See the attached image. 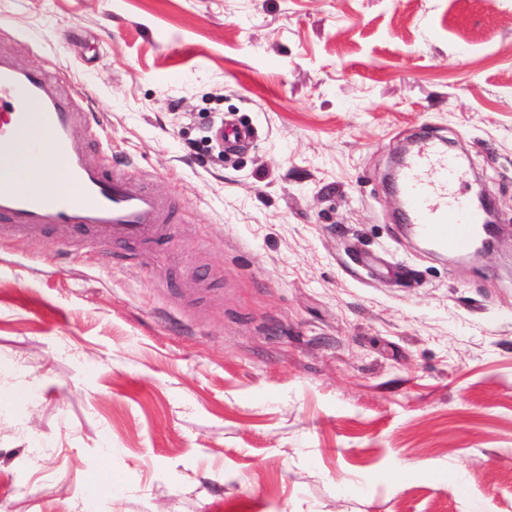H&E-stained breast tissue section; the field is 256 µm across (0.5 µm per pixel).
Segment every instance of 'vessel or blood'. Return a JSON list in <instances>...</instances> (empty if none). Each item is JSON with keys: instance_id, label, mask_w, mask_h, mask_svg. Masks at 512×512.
I'll use <instances>...</instances> for the list:
<instances>
[{"instance_id": "1", "label": "vessel or blood", "mask_w": 512, "mask_h": 512, "mask_svg": "<svg viewBox=\"0 0 512 512\" xmlns=\"http://www.w3.org/2000/svg\"><path fill=\"white\" fill-rule=\"evenodd\" d=\"M81 118L71 98L44 72L28 67L0 48V160L10 157L23 130L47 132V144H33L63 171L74 195L50 193L45 180L20 181L0 173V225L32 237L52 232L65 240L90 232L106 245L150 244L165 238L176 217L174 202L149 192L140 181L104 171L72 141ZM251 139L248 129L224 125L218 141L225 154L239 152ZM459 181L453 158L431 146L412 155L400 176L405 209L415 234L439 252H468L485 222Z\"/></svg>"}]
</instances>
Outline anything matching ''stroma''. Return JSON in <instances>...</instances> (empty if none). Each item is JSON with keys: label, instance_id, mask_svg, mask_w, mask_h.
<instances>
[{"label": "stroma", "instance_id": "obj_1", "mask_svg": "<svg viewBox=\"0 0 512 512\" xmlns=\"http://www.w3.org/2000/svg\"><path fill=\"white\" fill-rule=\"evenodd\" d=\"M0 47L181 205L147 247L0 236V512H468L451 469L512 512V0H0ZM422 140L496 208L474 261L403 230ZM218 141L224 146V153L228 156L239 152L251 139V132L246 128L225 124L218 130Z\"/></svg>", "mask_w": 512, "mask_h": 512}]
</instances>
